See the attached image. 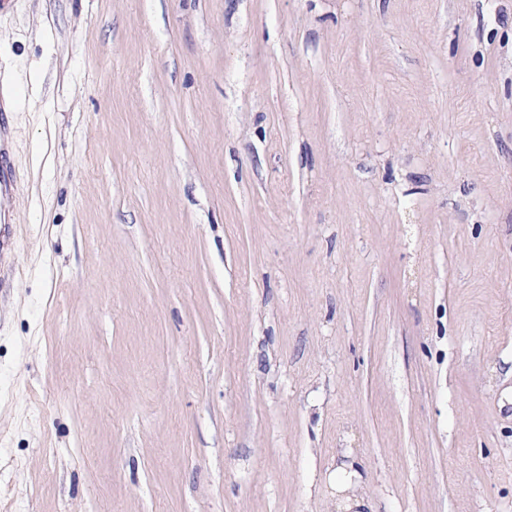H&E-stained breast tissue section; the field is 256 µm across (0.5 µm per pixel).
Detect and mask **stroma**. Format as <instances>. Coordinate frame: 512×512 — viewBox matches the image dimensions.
I'll list each match as a JSON object with an SVG mask.
<instances>
[{
    "label": "stroma",
    "mask_w": 512,
    "mask_h": 512,
    "mask_svg": "<svg viewBox=\"0 0 512 512\" xmlns=\"http://www.w3.org/2000/svg\"><path fill=\"white\" fill-rule=\"evenodd\" d=\"M1 85L0 512H512V0H12Z\"/></svg>",
    "instance_id": "obj_1"
}]
</instances>
